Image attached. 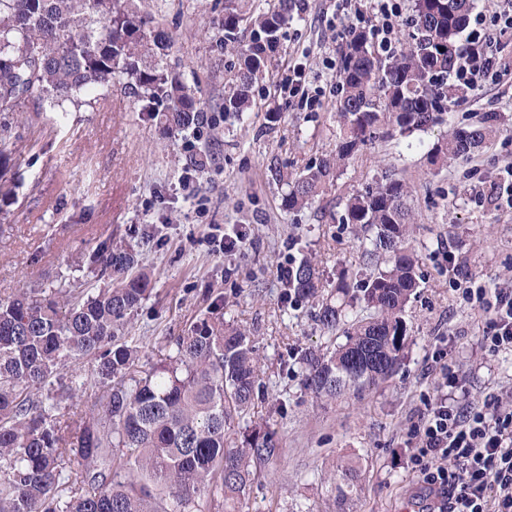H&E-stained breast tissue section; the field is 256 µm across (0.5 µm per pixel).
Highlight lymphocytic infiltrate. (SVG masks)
Wrapping results in <instances>:
<instances>
[{
  "label": "lymphocytic infiltrate",
  "mask_w": 512,
  "mask_h": 512,
  "mask_svg": "<svg viewBox=\"0 0 512 512\" xmlns=\"http://www.w3.org/2000/svg\"><path fill=\"white\" fill-rule=\"evenodd\" d=\"M512 36V0L473 19L456 68L459 86L472 91L500 80V45ZM486 316L482 351L512 350V289L467 291ZM435 353L447 390L427 404L413 430L410 471L436 495L433 512H512V406L488 401L476 406L450 401L454 370Z\"/></svg>",
  "instance_id": "obj_1"
}]
</instances>
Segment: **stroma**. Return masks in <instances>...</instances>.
I'll list each match as a JSON object with an SVG mask.
<instances>
[{"instance_id": "1", "label": "stroma", "mask_w": 512, "mask_h": 512, "mask_svg": "<svg viewBox=\"0 0 512 512\" xmlns=\"http://www.w3.org/2000/svg\"><path fill=\"white\" fill-rule=\"evenodd\" d=\"M141 7L175 38L166 64L197 84V108L208 123L166 130L121 90L99 91L91 104L61 111L43 100L35 112L8 118L12 152L0 175L14 192L0 197V298L16 288H60L90 280L88 258L102 241L133 249L151 278V297L128 321L145 360L164 361L171 337L218 311L250 328L261 358L252 425L273 433L281 461L253 481L243 512H431L434 499L407 469L410 433L442 378L432 354L447 351L466 401L512 405V352L484 356V313L466 289L512 286V207L501 195L512 167V136L504 134L468 162L429 170L420 149L377 142L353 156L312 207L286 209L277 171L318 162L336 144L337 67L351 26L371 29L373 0H298L270 69L256 91L257 108L241 122L224 112V78L235 56L217 41L224 0H143ZM507 74L465 91L449 126L501 114L512 126V40L503 52ZM303 66L320 87L322 107L309 112L282 85ZM279 115L268 123L267 113ZM214 161L199 176L194 200L179 179L192 157ZM393 171L411 187L419 288L405 313L407 348L399 373L359 396L319 400L305 389L297 351L323 345L314 304L289 303L278 264L315 255L325 288L341 271L352 286L372 268L350 226L343 201ZM242 228L241 251L212 254V226ZM353 455L360 472L348 502L336 499L323 474Z\"/></svg>"}]
</instances>
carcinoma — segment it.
Segmentation results:
<instances>
[{"label": "carcinoma", "mask_w": 512, "mask_h": 512, "mask_svg": "<svg viewBox=\"0 0 512 512\" xmlns=\"http://www.w3.org/2000/svg\"><path fill=\"white\" fill-rule=\"evenodd\" d=\"M294 9V0H224L220 42L237 57L224 111L241 119L253 111L254 88L269 75ZM472 9L473 0H415L407 42L386 55L365 30H349L338 62L336 150L280 175L286 208L311 205L378 139H408L444 122L461 94L450 78ZM173 45L137 0H0V114L43 97L79 105L118 78L160 125L190 129L198 120L194 88L164 67ZM511 132L486 112L427 145L425 159L440 169ZM410 196L403 178L387 174L345 200L342 222L363 233L376 264L359 288L339 275L316 314L330 344L294 358L317 399L375 389L401 368L404 316L417 288ZM91 262L95 280L83 288L0 299V512H199L204 497L240 501L255 474L282 455L268 433L232 438L235 425L250 421L259 389L249 330L221 315L203 319L171 340L164 361L148 365L125 329L151 294L148 274L131 250L110 242ZM287 286L296 301L319 297L318 262L294 263ZM81 358L94 363L92 377L62 383ZM78 395L90 401L87 411H65ZM359 468L350 457L327 472L344 481L341 500Z\"/></svg>", "instance_id": "cac0c4a2"}]
</instances>
